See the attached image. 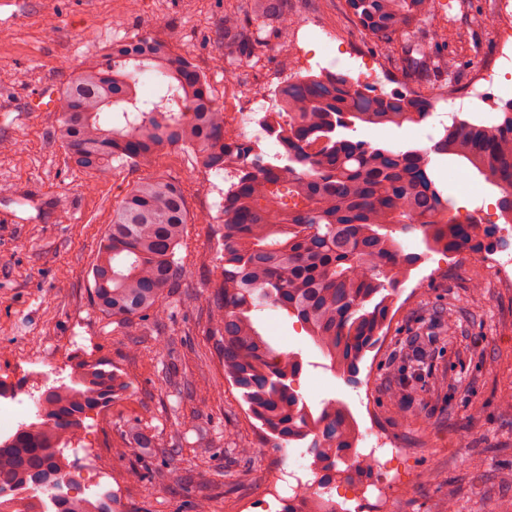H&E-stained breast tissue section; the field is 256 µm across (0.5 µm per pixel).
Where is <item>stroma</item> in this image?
<instances>
[{"label":"stroma","instance_id":"1","mask_svg":"<svg viewBox=\"0 0 512 512\" xmlns=\"http://www.w3.org/2000/svg\"><path fill=\"white\" fill-rule=\"evenodd\" d=\"M494 6L436 0L434 12L450 35L437 53L453 61L446 73L405 68L396 44L374 41L345 0H284L287 41L254 49L242 69L270 79L294 53L299 75L325 66L354 80L365 67L369 86L387 94L431 97L448 84L465 97L478 90L482 98L472 108L450 114L439 102L432 116L493 126L512 102V48L504 49L486 22ZM325 28L338 31V40L323 41ZM142 36L173 43L223 103L224 0H136L131 7L117 0H0V384L28 392L44 362L65 380L80 360L100 361L126 383L120 397L90 413L80 442L63 452L70 470L84 474L74 495L116 492L119 512H194L204 496L212 512H237L244 501L250 512H282L269 492L272 476L312 458L294 444L278 445L250 415L209 334L206 298L220 271L217 218L229 175L203 169L181 146L160 156L156 171L182 184L189 216L212 220L188 225L177 252L179 286L163 312L115 323L91 302V267L113 206L145 173L129 164L101 174L77 167L52 137L55 113L31 105L42 89H61L75 70L100 60L112 43ZM482 64L497 66L496 83L477 85ZM448 170L438 188L453 213L477 209L482 225L496 223L498 189L460 160L449 159ZM397 239L418 261L397 290L388 327L354 371L327 368L284 310H264L260 330L275 350L301 355L296 386L310 405L339 400L359 433L380 427L399 449L396 464L414 479L394 492L388 512H498L512 500V286L486 259L512 258V238H500L486 255L430 251L414 234ZM449 315L450 332L443 325ZM419 347L421 380L392 399L403 361ZM191 415L194 426L183 425ZM141 429L158 438V447L136 446ZM242 444L250 456L237 455ZM134 467L144 480L130 479Z\"/></svg>","mask_w":512,"mask_h":512}]
</instances>
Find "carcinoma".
<instances>
[{
	"label": "carcinoma",
	"mask_w": 512,
	"mask_h": 512,
	"mask_svg": "<svg viewBox=\"0 0 512 512\" xmlns=\"http://www.w3.org/2000/svg\"><path fill=\"white\" fill-rule=\"evenodd\" d=\"M363 29L380 43L403 37L401 59L433 63L447 43L434 0H348ZM427 29L420 35L419 24ZM288 35L275 0H250L241 13L224 7V41L238 48L224 74L248 58L264 33ZM160 76L146 98L138 74ZM280 111L260 123L275 134L278 153L266 159L224 123L204 75L164 41L115 43L100 62L73 73L56 98L54 137L77 166L100 172L112 162L154 165L168 147L192 144L208 170L233 169L220 223L224 265L208 297L224 375L242 390L249 411L282 442L308 441L312 466L324 471L354 447L345 405L324 399L316 409L293 381L302 358L278 352L256 316L280 308L303 325L331 369L352 370L375 342L394 292L416 257L394 233H418L430 250L480 253L496 228L461 224L448 215L429 152L453 156L499 189L501 217L512 221V103L501 123L460 121L430 150H391L348 135L359 127L420 123L434 102L413 93L356 88L324 72L281 86ZM189 216L182 186L146 178L112 208L91 272V299L118 321L158 315L181 276L176 259ZM124 389L99 364L78 362L70 383L38 386L35 420L0 439V512H113L112 493L79 499L64 490L60 456L80 441L84 415L105 407Z\"/></svg>",
	"instance_id": "carcinoma-1"
}]
</instances>
